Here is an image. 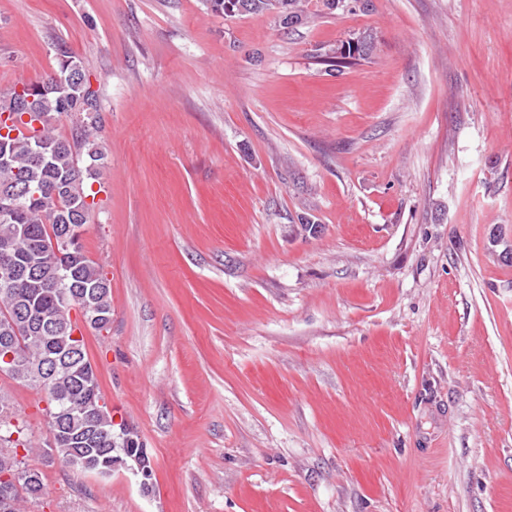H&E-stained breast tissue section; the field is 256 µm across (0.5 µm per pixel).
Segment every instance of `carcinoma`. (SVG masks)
I'll return each instance as SVG.
<instances>
[{
    "mask_svg": "<svg viewBox=\"0 0 512 512\" xmlns=\"http://www.w3.org/2000/svg\"><path fill=\"white\" fill-rule=\"evenodd\" d=\"M221 16L272 15L288 34L309 22L308 0H204ZM373 47L366 34L330 47L324 56L338 63L368 55ZM81 62L72 56L59 68L35 82L0 87V129L18 132L0 136V149L10 154L0 162V246L9 245L14 263L0 261V342H14L15 358L0 359V372L45 393L46 414L62 416L49 421L58 432L45 462L58 456L65 462L81 455L84 470L96 474L101 461L115 451L140 452L132 441L117 442L110 419L92 410L101 397L96 373L87 356L70 355L78 325L61 293L81 295L99 312L112 314L110 281L78 244L53 261L46 259L45 242L58 224L90 223L96 207L93 185L101 179L105 153L93 137L102 128ZM72 119L70 136L59 135L54 122ZM8 448L0 446V478L15 477L19 469L27 480L0 481V512H19L21 498L34 499L44 489V473L27 463L32 452L22 427Z\"/></svg>",
    "mask_w": 512,
    "mask_h": 512,
    "instance_id": "obj_1",
    "label": "carcinoma"
}]
</instances>
